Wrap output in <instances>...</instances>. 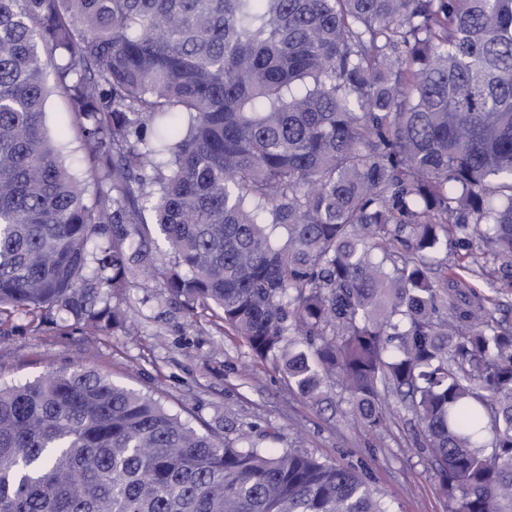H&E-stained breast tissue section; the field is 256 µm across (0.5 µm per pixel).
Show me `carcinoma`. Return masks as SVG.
<instances>
[{"instance_id":"cac0c4a2","label":"carcinoma","mask_w":512,"mask_h":512,"mask_svg":"<svg viewBox=\"0 0 512 512\" xmlns=\"http://www.w3.org/2000/svg\"><path fill=\"white\" fill-rule=\"evenodd\" d=\"M499 272L512 0H0V316L109 335L158 280L368 432L394 398L450 512H512V324L471 281ZM264 440L51 371L0 386V512H390ZM44 122L53 136L64 134L62 138L64 143L61 146L66 162L81 179L86 181L88 187L85 196L88 201H91L93 187L86 163V150L72 129L71 116L67 112L64 98L56 93H52L48 98Z\"/></svg>"}]
</instances>
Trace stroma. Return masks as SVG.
<instances>
[{"instance_id": "35a3bbf8", "label": "stroma", "mask_w": 512, "mask_h": 512, "mask_svg": "<svg viewBox=\"0 0 512 512\" xmlns=\"http://www.w3.org/2000/svg\"><path fill=\"white\" fill-rule=\"evenodd\" d=\"M44 122L50 134L62 136L67 164L88 179L86 151L64 98L49 96ZM125 298L136 322L128 333L39 327L30 317L12 316L0 325V383L87 362L114 382L162 398L199 432L228 423L240 432H276L280 446L299 440L321 460L355 468L392 512H448L436 465L410 413L392 408L388 430L366 432L345 415L340 388L329 389L320 404L309 402L271 362L251 357L211 309L188 311L152 279L127 289Z\"/></svg>"}]
</instances>
